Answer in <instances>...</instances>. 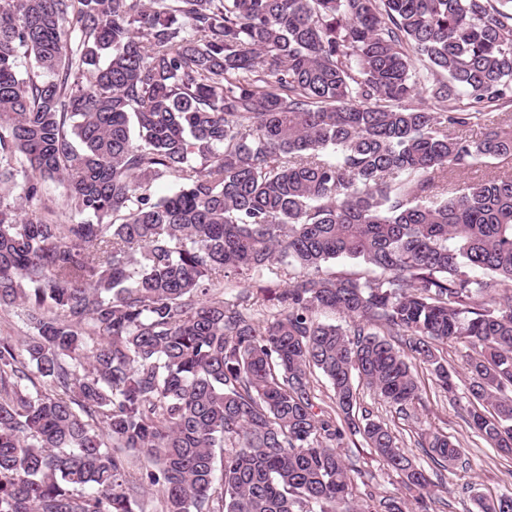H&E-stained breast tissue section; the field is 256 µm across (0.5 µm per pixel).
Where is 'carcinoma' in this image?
Here are the masks:
<instances>
[{
    "label": "carcinoma",
    "instance_id": "obj_1",
    "mask_svg": "<svg viewBox=\"0 0 512 512\" xmlns=\"http://www.w3.org/2000/svg\"><path fill=\"white\" fill-rule=\"evenodd\" d=\"M509 103L512 0H0V308L29 330L0 336V512H144L153 488L156 512H410L356 494L352 435L424 509L426 469L357 390L406 410L413 356L455 395L448 342L465 423L512 456ZM49 180L66 222L9 200ZM437 349V354L448 362V368L455 371L460 379V381H457L459 385L457 390L458 398L466 396L467 391L464 384L468 376L466 362L468 349L463 344L458 343L439 344ZM461 400V405L466 404L465 398H461Z\"/></svg>",
    "mask_w": 512,
    "mask_h": 512
}]
</instances>
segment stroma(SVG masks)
<instances>
[{"label":"stroma","mask_w":512,"mask_h":512,"mask_svg":"<svg viewBox=\"0 0 512 512\" xmlns=\"http://www.w3.org/2000/svg\"><path fill=\"white\" fill-rule=\"evenodd\" d=\"M412 369L421 386V396L408 406L406 413H399L367 388L360 389L359 401L374 419L391 428L400 446L413 456L422 454L418 439L423 432L450 435L467 448L465 466L447 467L433 477L429 512H477V498H494L512 489V458L502 456L475 436L463 421L458 405L449 402L447 394L435 386L422 362L413 361ZM342 453L364 473L366 491L373 498L404 496L400 478L366 447L361 436L351 437Z\"/></svg>","instance_id":"35a3bbf8"}]
</instances>
